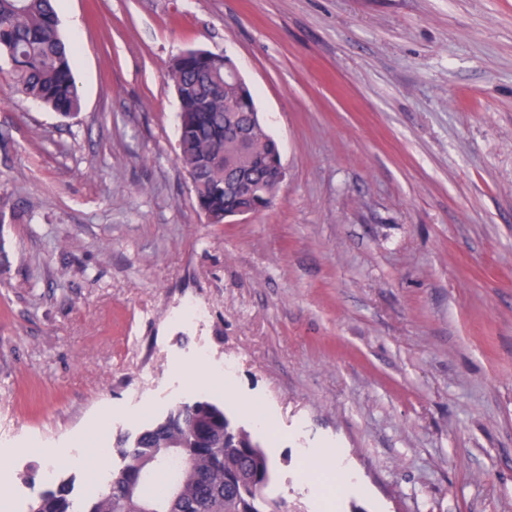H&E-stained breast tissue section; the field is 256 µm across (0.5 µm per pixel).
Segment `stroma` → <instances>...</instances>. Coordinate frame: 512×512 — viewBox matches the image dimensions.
<instances>
[{
    "mask_svg": "<svg viewBox=\"0 0 512 512\" xmlns=\"http://www.w3.org/2000/svg\"><path fill=\"white\" fill-rule=\"evenodd\" d=\"M58 12L77 115L0 59V503L57 458L88 484L98 432L203 393L303 512H512V0ZM189 49L234 61L281 144L260 215L195 204L165 77Z\"/></svg>",
    "mask_w": 512,
    "mask_h": 512,
    "instance_id": "35a3bbf8",
    "label": "stroma"
}]
</instances>
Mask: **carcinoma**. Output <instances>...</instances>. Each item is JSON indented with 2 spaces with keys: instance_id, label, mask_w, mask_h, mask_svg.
<instances>
[{
  "instance_id": "carcinoma-1",
  "label": "carcinoma",
  "mask_w": 512,
  "mask_h": 512,
  "mask_svg": "<svg viewBox=\"0 0 512 512\" xmlns=\"http://www.w3.org/2000/svg\"><path fill=\"white\" fill-rule=\"evenodd\" d=\"M59 0H0V56L11 64L15 93L69 118L80 110L71 47L59 32ZM226 57L190 49L174 57L166 78L181 105L177 160L188 175L196 204L210 224L234 209L271 206L278 186L270 175L279 142L261 125L250 126L255 105L248 86L222 85ZM252 171L255 190L236 196L224 176ZM122 465L97 491L74 495L75 478L40 492L27 512H132L127 488L169 512H296L271 495L274 467L265 450L236 426L224 406L208 399L175 406L122 438Z\"/></svg>"
}]
</instances>
